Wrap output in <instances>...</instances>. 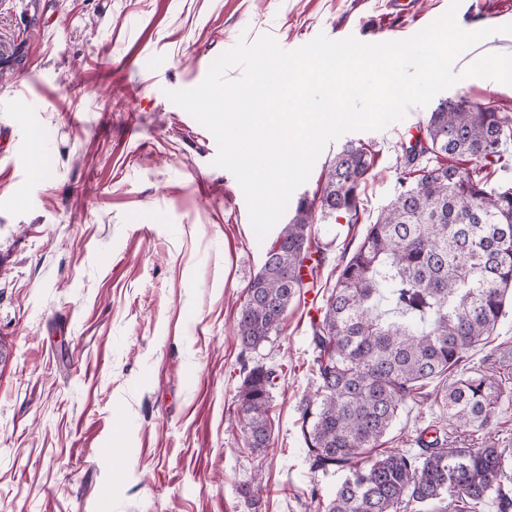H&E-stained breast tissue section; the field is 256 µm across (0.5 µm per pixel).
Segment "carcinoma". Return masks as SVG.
Segmentation results:
<instances>
[{
	"label": "carcinoma",
	"instance_id": "cac0c4a2",
	"mask_svg": "<svg viewBox=\"0 0 512 512\" xmlns=\"http://www.w3.org/2000/svg\"><path fill=\"white\" fill-rule=\"evenodd\" d=\"M512 118L467 100L440 104L424 133L403 146L399 190L342 265L322 317L311 323L317 389L299 408L313 470L349 472L324 512H483L490 498L512 512L504 449L450 448L418 437L420 451L379 450L400 410L432 397L427 386L465 366L497 328L512 298V187L488 186L482 169L501 162ZM364 145L349 141L329 162L319 194L294 214L248 285L235 335L252 351L277 334L307 282L306 261L326 246L311 236L312 214L360 220L358 190L369 174ZM277 371L254 365L238 393L247 447H268V410ZM494 373L467 375L441 389L448 421L486 428L500 402Z\"/></svg>",
	"mask_w": 512,
	"mask_h": 512
}]
</instances>
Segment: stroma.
I'll list each match as a JSON object with an SVG mask.
<instances>
[{
    "instance_id": "1",
    "label": "stroma",
    "mask_w": 512,
    "mask_h": 512,
    "mask_svg": "<svg viewBox=\"0 0 512 512\" xmlns=\"http://www.w3.org/2000/svg\"><path fill=\"white\" fill-rule=\"evenodd\" d=\"M451 0H0V512H321L343 470L313 471L298 406L314 389L310 323L366 229L399 188L401 146L433 104L468 98L512 116V86L466 78L402 121L352 133L372 167L360 221L315 220L329 250L278 336L241 357L246 289L277 234L257 238L242 189L214 166L211 132L172 103L238 40L287 51L317 35L407 38ZM468 31L512 23V0H461ZM498 45L512 48V35ZM48 176L28 175L32 132ZM279 370L271 439L247 447L233 420L242 360ZM512 379V307L467 368ZM491 433L452 426L439 402L408 404L386 438L417 450L505 449L512 401ZM121 448L113 457L112 448ZM262 486L259 507L241 490Z\"/></svg>"
}]
</instances>
